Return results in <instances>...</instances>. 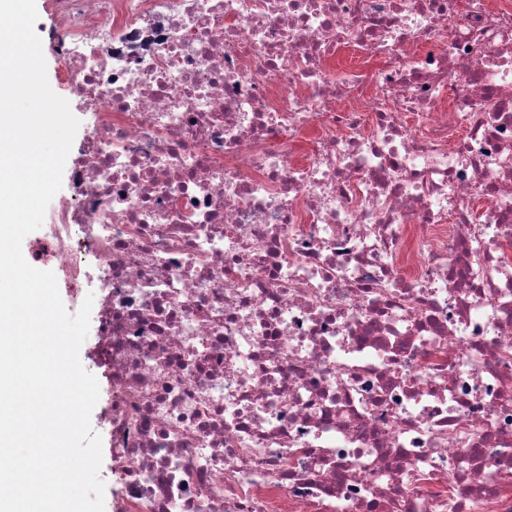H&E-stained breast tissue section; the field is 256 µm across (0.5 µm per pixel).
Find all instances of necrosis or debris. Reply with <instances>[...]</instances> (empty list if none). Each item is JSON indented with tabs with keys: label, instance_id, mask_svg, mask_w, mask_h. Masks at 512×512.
Segmentation results:
<instances>
[{
	"label": "necrosis or debris",
	"instance_id": "obj_1",
	"mask_svg": "<svg viewBox=\"0 0 512 512\" xmlns=\"http://www.w3.org/2000/svg\"><path fill=\"white\" fill-rule=\"evenodd\" d=\"M54 10L113 512H512V0ZM71 109L72 114L80 121L79 128L75 135L71 150L68 154V157L65 162L64 170H63V178H62V186L60 190L55 194H70L72 193V184H71V170L76 162V155L74 152V146L77 145L84 137L87 132V123L88 117L84 111L83 105L78 98L71 97L67 100Z\"/></svg>",
	"mask_w": 512,
	"mask_h": 512
}]
</instances>
